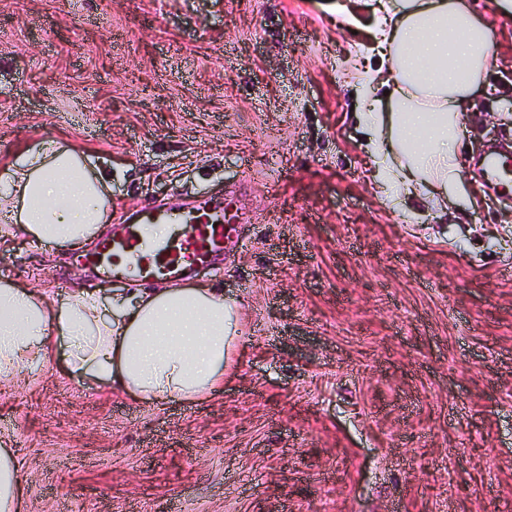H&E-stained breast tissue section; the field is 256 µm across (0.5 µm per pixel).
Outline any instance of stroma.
I'll return each instance as SVG.
<instances>
[{
    "label": "stroma",
    "mask_w": 512,
    "mask_h": 512,
    "mask_svg": "<svg viewBox=\"0 0 512 512\" xmlns=\"http://www.w3.org/2000/svg\"><path fill=\"white\" fill-rule=\"evenodd\" d=\"M0 0V169L46 139L111 169L123 213L227 200L210 273L242 300L232 369L198 402L147 404L68 375L0 384L25 512H512V19L463 115L465 190L406 220L355 119L373 0ZM84 248L0 236V280L63 301ZM487 175L503 189L511 192L512 187V164L505 163L496 156H490L486 160Z\"/></svg>",
    "instance_id": "35a3bbf8"
}]
</instances>
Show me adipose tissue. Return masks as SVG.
I'll use <instances>...</instances> for the list:
<instances>
[{
    "label": "adipose tissue",
    "mask_w": 512,
    "mask_h": 512,
    "mask_svg": "<svg viewBox=\"0 0 512 512\" xmlns=\"http://www.w3.org/2000/svg\"><path fill=\"white\" fill-rule=\"evenodd\" d=\"M378 83L365 99L367 150L383 199L446 202L463 184L455 144L469 98L496 57L491 27L470 0H376ZM110 173L55 141L17 153L0 170V222L45 247H80L106 220ZM240 305L223 291L160 288L104 303L76 289L65 302L0 281V380L33 374L66 343L72 375L157 403L195 401L221 387L231 364ZM16 453L0 448V512H21Z\"/></svg>",
    "instance_id": "ef3b65f1"
}]
</instances>
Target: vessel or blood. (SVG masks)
<instances>
[{"label":"vessel or blood","instance_id":"b4317fda","mask_svg":"<svg viewBox=\"0 0 512 512\" xmlns=\"http://www.w3.org/2000/svg\"><path fill=\"white\" fill-rule=\"evenodd\" d=\"M486 172L501 188L512 187V164L492 156ZM152 224L169 225L167 236L150 238ZM235 230L223 208L205 199L187 209L146 207L122 216L119 231L100 240L88 262L106 277L175 285L184 275L220 261Z\"/></svg>","mask_w":512,"mask_h":512}]
</instances>
